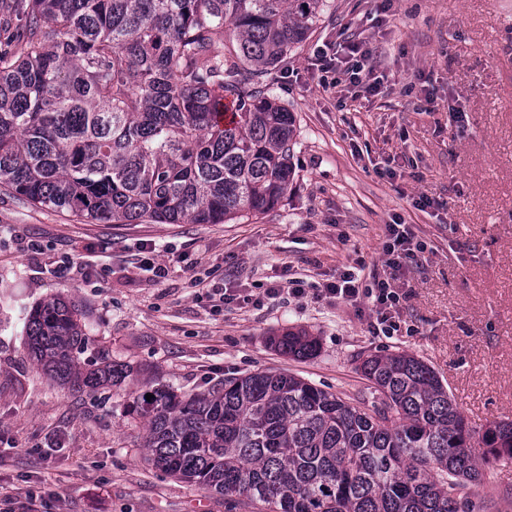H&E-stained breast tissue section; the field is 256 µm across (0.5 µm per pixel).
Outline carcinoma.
<instances>
[{
	"label": "carcinoma",
	"mask_w": 512,
	"mask_h": 512,
	"mask_svg": "<svg viewBox=\"0 0 512 512\" xmlns=\"http://www.w3.org/2000/svg\"><path fill=\"white\" fill-rule=\"evenodd\" d=\"M0 18V187L92 223L223 224L288 197L295 118L265 80L325 0H16ZM25 349L78 390L131 367L99 352L78 308L36 304ZM280 352L318 343L286 330ZM371 406L293 374L203 392L157 382L133 397L153 465L224 496L231 512H488L487 466L512 461V420L473 430L437 375L405 352L362 359ZM154 395L146 400L145 393Z\"/></svg>",
	"instance_id": "1"
}]
</instances>
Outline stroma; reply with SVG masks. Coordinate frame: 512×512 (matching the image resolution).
I'll use <instances>...</instances> for the list:
<instances>
[{
  "instance_id": "obj_1",
  "label": "stroma",
  "mask_w": 512,
  "mask_h": 512,
  "mask_svg": "<svg viewBox=\"0 0 512 512\" xmlns=\"http://www.w3.org/2000/svg\"><path fill=\"white\" fill-rule=\"evenodd\" d=\"M327 0L304 47L271 71L296 118L293 188L275 209L233 224H88L0 188V512H228L223 496L156 469L132 394L160 380L197 392L229 376L289 371L371 400L362 356L401 350L434 369L476 428L512 420V0ZM363 32L394 91L366 102L325 93L314 51ZM469 124L458 130L449 102ZM410 158L403 178L378 174ZM441 201L418 210L419 194ZM409 224L427 260L404 279L403 330L369 333L343 305L266 297L288 274L333 281L362 262L383 273L386 226ZM44 252H27L29 240ZM155 248L168 273L136 262ZM85 267L58 278L57 264ZM238 291L223 304L221 288ZM63 295L93 350L131 364V383L62 388L26 356L31 307ZM315 337L311 359L281 354L285 330Z\"/></svg>"
}]
</instances>
